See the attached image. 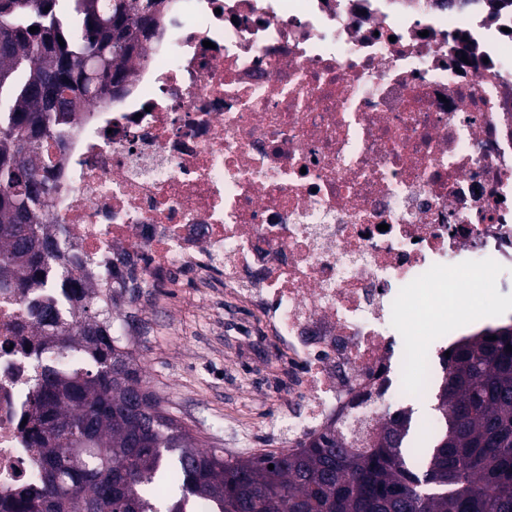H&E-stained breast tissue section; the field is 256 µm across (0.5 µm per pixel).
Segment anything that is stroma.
Returning a JSON list of instances; mask_svg holds the SVG:
<instances>
[{
	"label": "stroma",
	"mask_w": 512,
	"mask_h": 512,
	"mask_svg": "<svg viewBox=\"0 0 512 512\" xmlns=\"http://www.w3.org/2000/svg\"><path fill=\"white\" fill-rule=\"evenodd\" d=\"M136 294L142 375L201 450L243 457L275 450L267 422L288 404V354L258 314L188 272Z\"/></svg>",
	"instance_id": "35a3bbf8"
}]
</instances>
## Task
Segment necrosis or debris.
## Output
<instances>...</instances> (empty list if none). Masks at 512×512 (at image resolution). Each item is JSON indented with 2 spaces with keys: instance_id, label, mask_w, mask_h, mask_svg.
Segmentation results:
<instances>
[{
  "instance_id": "obj_1",
  "label": "necrosis or debris",
  "mask_w": 512,
  "mask_h": 512,
  "mask_svg": "<svg viewBox=\"0 0 512 512\" xmlns=\"http://www.w3.org/2000/svg\"><path fill=\"white\" fill-rule=\"evenodd\" d=\"M40 210L77 284L186 265L262 308L300 382L288 446L379 423L512 277V0H166L120 95L85 101ZM459 315L425 319L437 288ZM36 283L0 290V512L39 488Z\"/></svg>"
}]
</instances>
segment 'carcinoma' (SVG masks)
<instances>
[{
    "instance_id": "1",
    "label": "carcinoma",
    "mask_w": 512,
    "mask_h": 512,
    "mask_svg": "<svg viewBox=\"0 0 512 512\" xmlns=\"http://www.w3.org/2000/svg\"><path fill=\"white\" fill-rule=\"evenodd\" d=\"M164 0H0V289L46 274L58 242L39 234L54 186L41 174L46 138L62 134L84 99L110 98ZM38 27L31 33L29 28ZM65 45H60L58 40ZM60 323L51 303L31 315L45 343L77 352L69 369L37 372L32 440L40 491L14 512H512V326L450 349L432 452L404 458L412 412L387 414L360 445L325 429L297 449L226 457L197 439L144 385L135 349L109 336L114 294L82 302ZM274 469H268V465Z\"/></svg>"
}]
</instances>
